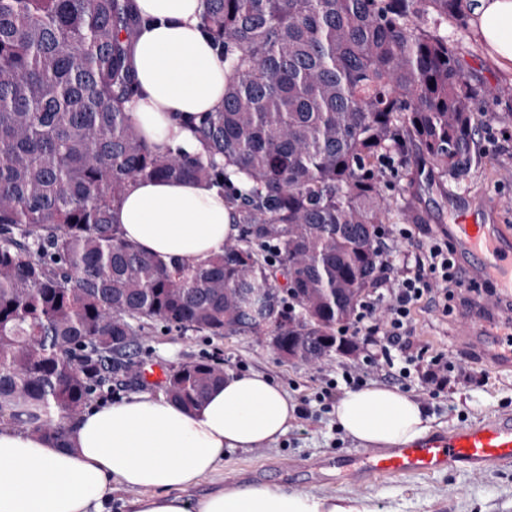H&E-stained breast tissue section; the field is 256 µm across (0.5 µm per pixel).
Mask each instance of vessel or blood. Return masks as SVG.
Instances as JSON below:
<instances>
[{
  "instance_id": "obj_1",
  "label": "vessel or blood",
  "mask_w": 512,
  "mask_h": 512,
  "mask_svg": "<svg viewBox=\"0 0 512 512\" xmlns=\"http://www.w3.org/2000/svg\"><path fill=\"white\" fill-rule=\"evenodd\" d=\"M457 258L466 262L471 277L495 278L507 296H512V226L480 224L472 214L449 225ZM481 335L471 337L496 366H512V309L497 308L483 314L473 308ZM512 463V417H494L460 427L445 437H426L375 455H367L363 468L372 476L428 474L451 466L479 470L490 464Z\"/></svg>"
}]
</instances>
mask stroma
<instances>
[{"instance_id": "35a3bbf8", "label": "stroma", "mask_w": 512, "mask_h": 512, "mask_svg": "<svg viewBox=\"0 0 512 512\" xmlns=\"http://www.w3.org/2000/svg\"><path fill=\"white\" fill-rule=\"evenodd\" d=\"M444 33L457 50L466 77L483 87L476 103L481 158L461 179L441 175L414 151L405 156L391 152L382 164L384 191L391 202L386 226L396 231L407 229L409 237L387 256L385 269L376 270L377 281L366 292L367 300L381 311L390 302L385 278L413 262L420 247L433 242L447 244L444 228L455 222L459 206H468L485 223L512 225V73L497 66L472 22L449 24ZM413 171L420 174L415 187L409 183ZM412 210L421 214V222L407 220ZM458 273L462 280L471 281L466 267H459ZM471 283V289L449 298L447 309L426 303L417 307L411 335L415 345L432 354L447 355L456 368L470 373L468 382L448 383L433 395L414 374L400 381L381 372L364 378L365 384L394 386L422 403L433 420L431 434L435 437L490 417L512 416V368L489 364L476 346L460 341L457 335L462 311L474 303L493 300L499 293L495 279ZM354 342L355 351H341L323 364L309 366L281 359L265 336L184 335L158 324L150 329L138 358L145 372L162 375L184 363L212 359L228 370L265 374L287 392L299 416L284 435L265 447L226 452L220 470L225 481L366 497L375 512H512V466L490 465L477 472L454 467L430 475L369 479L342 478L324 469V462L331 458L361 452L315 399L326 378L356 365L359 352L370 347L362 333Z\"/></svg>"}]
</instances>
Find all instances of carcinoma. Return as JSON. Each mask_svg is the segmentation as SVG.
<instances>
[{
  "label": "carcinoma",
  "instance_id": "obj_1",
  "mask_svg": "<svg viewBox=\"0 0 512 512\" xmlns=\"http://www.w3.org/2000/svg\"><path fill=\"white\" fill-rule=\"evenodd\" d=\"M470 0H203L224 106L190 130L206 160L156 152L126 110L133 0H0V425L65 447L129 379L145 328L272 337L319 364L376 271L390 208L376 162L414 145L456 177L477 161L475 101L439 29ZM150 178L224 180L237 238L206 261L155 259L110 211ZM279 268L287 287L277 284ZM210 360L160 389L186 409Z\"/></svg>",
  "mask_w": 512,
  "mask_h": 512
}]
</instances>
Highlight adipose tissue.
<instances>
[{"instance_id": "ef3b65f1", "label": "adipose tissue", "mask_w": 512, "mask_h": 512, "mask_svg": "<svg viewBox=\"0 0 512 512\" xmlns=\"http://www.w3.org/2000/svg\"><path fill=\"white\" fill-rule=\"evenodd\" d=\"M134 7L128 110L159 153L200 156L187 125L224 104V61L201 24L202 0H134ZM471 16L497 64L512 72V0H471ZM233 215L222 184L152 178L132 185L111 218L141 251L199 262L237 234ZM295 414L266 375L228 370L191 411L149 393L92 410L66 448L0 425V512H105L116 489L133 493L126 512H374L364 499L234 483L191 496L226 451L279 438ZM333 415L366 448L410 443L432 422L421 403L382 384L344 392Z\"/></svg>"}]
</instances>
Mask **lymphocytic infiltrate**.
Instances as JSON below:
<instances>
[{
    "label": "lymphocytic infiltrate",
    "instance_id": "lymphocytic-infiltrate-1",
    "mask_svg": "<svg viewBox=\"0 0 512 512\" xmlns=\"http://www.w3.org/2000/svg\"><path fill=\"white\" fill-rule=\"evenodd\" d=\"M454 260L450 249L434 244L428 246L415 259L414 266L405 268L394 279L390 290V304L383 319H376L374 303L362 302L354 316L355 331L373 333L374 350L366 352L359 366L343 369L339 377L327 379L318 393L319 401L335 395L339 384L362 381L365 371L393 367L392 353L407 349L406 342L412 328V313L422 301L434 306L447 307L448 292L459 287Z\"/></svg>",
    "mask_w": 512,
    "mask_h": 512
}]
</instances>
